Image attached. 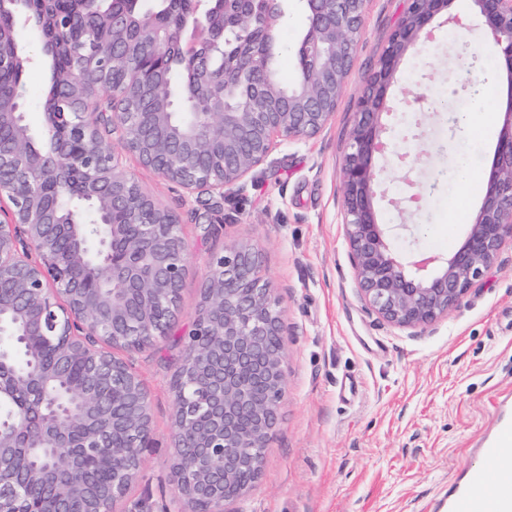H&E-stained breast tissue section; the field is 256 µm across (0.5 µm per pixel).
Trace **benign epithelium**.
Returning <instances> with one entry per match:
<instances>
[{
    "label": "benign epithelium",
    "mask_w": 512,
    "mask_h": 512,
    "mask_svg": "<svg viewBox=\"0 0 512 512\" xmlns=\"http://www.w3.org/2000/svg\"><path fill=\"white\" fill-rule=\"evenodd\" d=\"M224 4L221 22L198 17L175 29L182 57L197 58L230 34L257 31L273 52L282 10L277 0H208ZM309 17L301 40L304 72L288 92L272 78L270 59L247 61L249 95L231 103L238 75L222 67L205 69L203 79L224 88V96L199 107L171 89L143 82L131 71L112 88L113 125L146 167L187 190L206 188L224 197L265 161L276 139L317 135L343 97L363 35L369 0H302ZM474 21L491 39L499 70L506 74L509 99L494 160L479 209L461 245L448 257L429 256L409 264L397 255L375 200L381 171L375 157L393 151L382 123L388 92L408 49L429 37L428 26L451 0H408L388 44L358 97L348 152L341 168L344 234L364 304L384 322L424 329L445 318L512 245V0H472ZM201 29L194 41L185 30ZM170 34L147 25L145 53L165 54ZM148 102L147 110H125ZM46 150H30L33 136L22 112L0 113V127L14 126L12 151H0V194L12 204L0 221V366L17 345H26L27 370L4 381L24 395L48 402L38 413L35 447L53 450L50 462L14 468L24 422L0 428V512L19 484L43 489L30 512H119L136 479L143 452L151 446L148 393L128 363L103 346L127 351L162 336L161 315L171 322L187 272L186 245L176 217L128 178L101 143L94 126L79 127L73 113L56 101L44 107ZM223 140L221 170L197 174L194 157L214 136ZM414 192L394 202L399 212H417L425 187L407 180ZM77 219L61 224L59 208ZM43 336L57 345L53 363L39 361L30 340ZM195 346L183 360L180 378L207 394L208 418L175 388L174 447L185 464L173 465L185 508L182 512H224L258 479L264 448L275 427L285 393L281 318L260 275L259 256L248 246H232L210 261L202 291ZM81 361L87 376L75 382L69 365ZM130 434V448L105 449L109 434ZM112 468L110 485L88 484V465Z\"/></svg>",
    "instance_id": "7a95c632"
}]
</instances>
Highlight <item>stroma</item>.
Returning <instances> with one entry per match:
<instances>
[{
  "mask_svg": "<svg viewBox=\"0 0 512 512\" xmlns=\"http://www.w3.org/2000/svg\"><path fill=\"white\" fill-rule=\"evenodd\" d=\"M407 0H369L363 36L345 94L318 135L282 141L223 199L188 192L143 166L121 131L104 124L103 142L122 172L178 220L189 272L170 335L123 358L148 392L153 446L123 502L126 512H180L174 461L173 380L195 328L210 258L234 244L258 251L262 274L282 318L285 394L260 478L227 512H440L452 481L485 460L473 444L489 433L498 396L512 393V247L447 319L424 329H400L366 308L357 292L343 230L341 167L358 96ZM275 51L281 77L294 73L308 18L299 0H286ZM472 0H452L411 48L393 83L383 121L405 162L376 158L386 198L379 223L407 260L445 257L459 247L482 194L463 196L458 168L470 162L487 176L504 119L506 81L495 76L487 37L474 25L448 19L472 12ZM29 62L19 89L25 119L42 128L49 70L38 35L23 34ZM494 99L485 141L448 124L450 113L475 107L472 88ZM430 154L411 155L413 135ZM437 176L421 211L393 208L409 192L405 175Z\"/></svg>",
  "mask_w": 512,
  "mask_h": 512,
  "instance_id": "1",
  "label": "stroma"
}]
</instances>
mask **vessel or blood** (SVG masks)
<instances>
[{
	"label": "vessel or blood",
	"mask_w": 512,
	"mask_h": 512,
	"mask_svg": "<svg viewBox=\"0 0 512 512\" xmlns=\"http://www.w3.org/2000/svg\"><path fill=\"white\" fill-rule=\"evenodd\" d=\"M474 450L491 468L471 466L461 471L448 491V512H512V402L501 400L490 435Z\"/></svg>",
	"instance_id": "obj_1"
}]
</instances>
